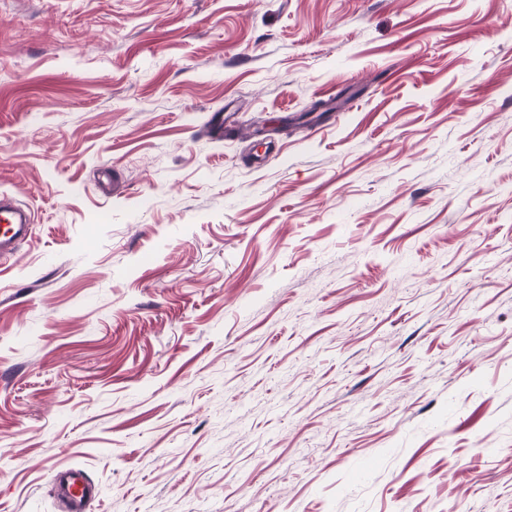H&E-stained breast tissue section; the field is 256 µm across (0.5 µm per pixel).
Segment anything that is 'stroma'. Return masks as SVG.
I'll use <instances>...</instances> for the list:
<instances>
[{"label": "stroma", "instance_id": "stroma-1", "mask_svg": "<svg viewBox=\"0 0 512 512\" xmlns=\"http://www.w3.org/2000/svg\"><path fill=\"white\" fill-rule=\"evenodd\" d=\"M0 512H512V0H0ZM31 214L11 197H0V258L15 254L19 243L28 235ZM54 485L64 501L67 512H85L88 501L95 493L92 484L87 483L83 473L74 468H57L53 473Z\"/></svg>", "mask_w": 512, "mask_h": 512}]
</instances>
